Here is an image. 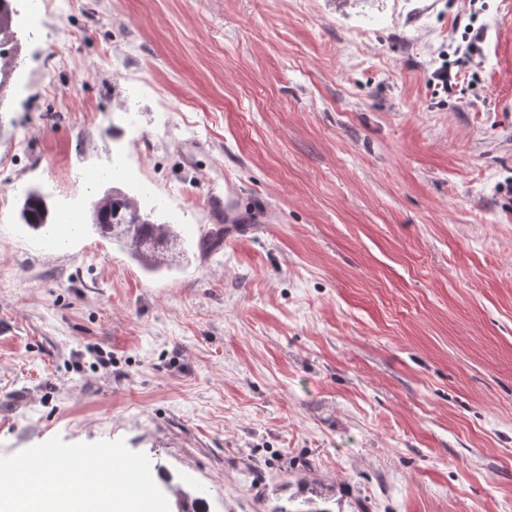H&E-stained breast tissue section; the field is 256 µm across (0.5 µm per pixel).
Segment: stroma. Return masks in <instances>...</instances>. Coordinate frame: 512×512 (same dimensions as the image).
I'll use <instances>...</instances> for the list:
<instances>
[{"label":"stroma","instance_id":"stroma-1","mask_svg":"<svg viewBox=\"0 0 512 512\" xmlns=\"http://www.w3.org/2000/svg\"><path fill=\"white\" fill-rule=\"evenodd\" d=\"M13 7L0 456L121 440L207 512H512V0ZM121 150L186 243L171 269L88 225L138 193ZM228 169L259 220L203 250ZM31 188L82 229L22 224ZM484 37V29L478 28L471 40L466 38V44L460 46L455 50L456 58L452 61L448 59V63L437 69L435 80L441 84L444 91L453 90V85H457L459 75L462 70L471 64L475 58L480 54V43ZM456 68V70H453Z\"/></svg>","mask_w":512,"mask_h":512}]
</instances>
